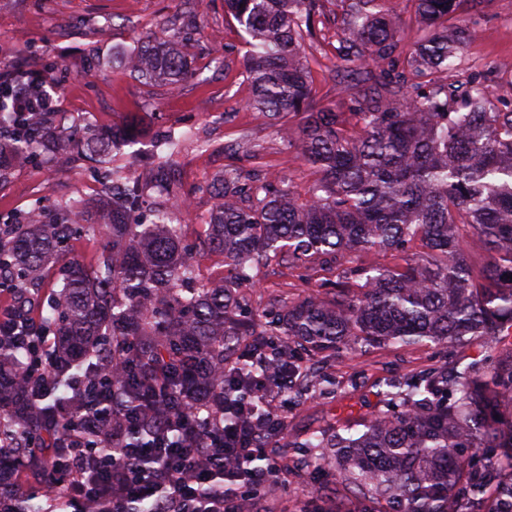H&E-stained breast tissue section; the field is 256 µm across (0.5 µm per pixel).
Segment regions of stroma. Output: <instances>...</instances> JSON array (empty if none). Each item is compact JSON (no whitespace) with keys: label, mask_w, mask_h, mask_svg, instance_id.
<instances>
[{"label":"stroma","mask_w":512,"mask_h":512,"mask_svg":"<svg viewBox=\"0 0 512 512\" xmlns=\"http://www.w3.org/2000/svg\"><path fill=\"white\" fill-rule=\"evenodd\" d=\"M184 8V0H0V63L35 57L46 65L51 80L61 84L59 117L65 130L82 132L92 125L135 119L153 132L192 131L171 169L190 196V210L180 216L181 235L193 248L191 262L199 280L218 283L226 274L224 257L204 241L201 218L212 201L198 187L225 165L251 169V161L231 153L230 145L248 140L270 171L291 175L299 187L311 184L314 174L308 164L284 150L268 120L248 107L251 91L241 74L242 33L225 16L224 0H196V74L179 88L144 86L112 69L86 77L95 53L132 46ZM324 10L329 18L325 38L307 53L313 104L345 107L358 88L353 79H340L334 72L343 8L340 0H324ZM453 22L473 33L457 62L455 79L483 82L495 99L512 103V0H483L476 13L468 0H461ZM98 192L99 175L92 169L64 172L51 163H28L0 184V224L62 199L77 201L76 223L96 224ZM323 276L318 268H262L255 285L245 291L242 311L260 313L282 294L297 301ZM486 348V339L479 337L451 349L381 346L321 359L317 363L327 383L301 402L289 404L284 439L263 450L267 459L277 462L278 472L267 475V488L253 494L252 512H348L350 504L337 488L334 467L316 459L305 440L362 430L369 418L385 411L388 380L406 382L433 367L467 363L483 357Z\"/></svg>","instance_id":"obj_1"}]
</instances>
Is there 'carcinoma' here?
Listing matches in <instances>:
<instances>
[{"mask_svg":"<svg viewBox=\"0 0 512 512\" xmlns=\"http://www.w3.org/2000/svg\"><path fill=\"white\" fill-rule=\"evenodd\" d=\"M457 0H418L430 30L411 43L401 35L392 0H350L338 72L375 80L349 110L314 107L303 61L315 43L320 0H224V12L244 33L248 106L267 117L288 150L314 169L301 192L285 175L232 164L205 191L213 199L202 218L209 246L224 255L220 284L196 281L179 224L159 203L141 211L145 190L161 199L180 188L169 163L188 134L157 133L145 183L116 163L142 129L97 126L69 138L42 112H12L15 87H37L44 72L0 73V182L17 161L52 156L108 167L101 187L102 224H72V204L53 214L35 208L21 222L0 224V285L30 299L43 272L60 264L61 284L47 293L49 315L31 322L37 336H57V349L0 354V365L29 369L0 381V422L27 392L39 425H28L9 449L40 484L59 482L35 445L63 446L76 402L69 388L79 374L90 398L112 409L111 421L87 440L109 456L124 434L133 448L162 449L179 437L157 432L158 420L180 414L185 394H198L200 429L220 416L241 420L239 392L261 376L280 351L352 347L460 345L487 336L483 358L450 375L434 371L406 389L386 383L384 397L402 408L374 417L364 430L311 436L308 448H331L338 484L354 497L348 512H512V112H501L479 81L448 84L444 75L462 56L467 30L448 33ZM190 23L160 27L103 65L119 67L147 86L175 88L195 75ZM402 66L380 77L381 63ZM105 237L89 267L64 260V243L82 228ZM419 242L421 251L410 253ZM401 263L388 266L378 256ZM367 254L377 256L366 262ZM330 256L336 281L304 299L283 302L259 317L238 314L240 289L272 262L308 266ZM250 339L246 352L237 344ZM123 348L126 376L100 379L111 353ZM237 369L224 387V362ZM309 367L288 368V389L301 397L316 387ZM15 512H45L47 503L12 485Z\"/></svg>","mask_w":512,"mask_h":512,"instance_id":"carcinoma-1","label":"carcinoma"}]
</instances>
